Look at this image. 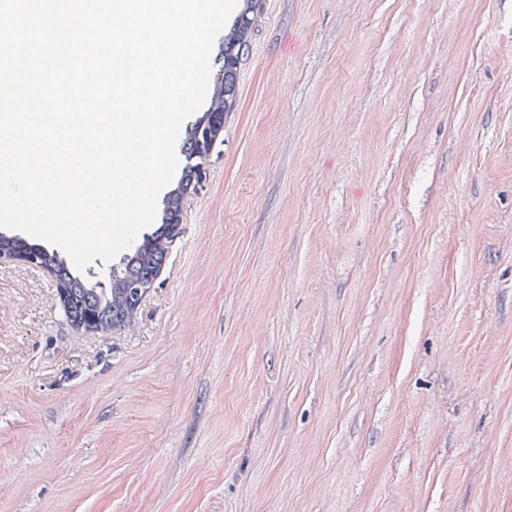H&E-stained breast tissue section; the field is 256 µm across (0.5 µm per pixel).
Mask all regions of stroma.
<instances>
[{"mask_svg":"<svg viewBox=\"0 0 512 512\" xmlns=\"http://www.w3.org/2000/svg\"><path fill=\"white\" fill-rule=\"evenodd\" d=\"M130 325L0 265V512H512V0H261Z\"/></svg>","mask_w":512,"mask_h":512,"instance_id":"stroma-1","label":"stroma"}]
</instances>
